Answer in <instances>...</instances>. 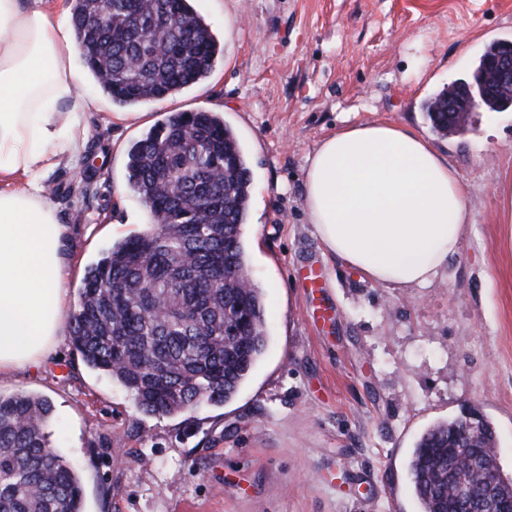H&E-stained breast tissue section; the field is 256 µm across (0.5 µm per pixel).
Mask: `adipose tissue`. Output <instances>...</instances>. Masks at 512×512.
Here are the masks:
<instances>
[{"mask_svg":"<svg viewBox=\"0 0 512 512\" xmlns=\"http://www.w3.org/2000/svg\"><path fill=\"white\" fill-rule=\"evenodd\" d=\"M77 34L43 0H0V377L64 342L69 233L43 175L84 149ZM325 252L388 288L434 282L471 222L455 170L424 136L374 122L324 138L304 183Z\"/></svg>","mask_w":512,"mask_h":512,"instance_id":"adipose-tissue-1","label":"adipose tissue"}]
</instances>
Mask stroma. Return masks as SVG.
Masks as SVG:
<instances>
[{
	"label": "stroma",
	"mask_w": 512,
	"mask_h": 512,
	"mask_svg": "<svg viewBox=\"0 0 512 512\" xmlns=\"http://www.w3.org/2000/svg\"><path fill=\"white\" fill-rule=\"evenodd\" d=\"M223 56L201 84L126 108L91 74L78 163L46 173L70 227L64 286L75 311L84 271L139 233L130 147L170 111L220 114L252 170L242 228L265 304V352L232 400L175 416L138 410L72 343L0 394L48 399L45 429L75 468L83 512H421L409 463L420 435L465 411L493 426L512 476V108L471 112L434 132L425 103L512 42V0H192ZM384 121L417 132L467 191L472 222L447 271L424 288H386L327 258L304 182L319 142Z\"/></svg>",
	"instance_id": "35a3bbf8"
}]
</instances>
